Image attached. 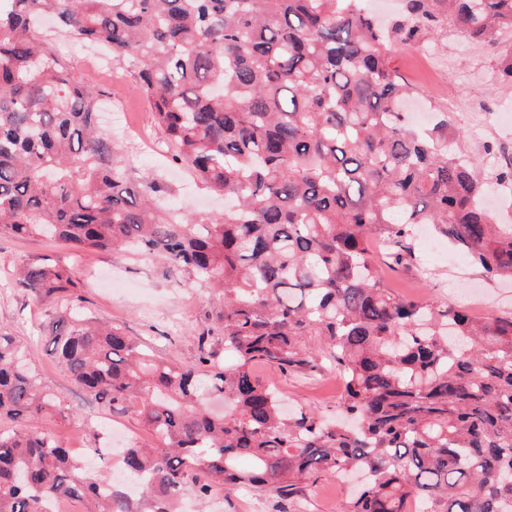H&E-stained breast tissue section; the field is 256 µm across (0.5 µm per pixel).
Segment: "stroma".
I'll return each instance as SVG.
<instances>
[{
    "label": "stroma",
    "mask_w": 512,
    "mask_h": 512,
    "mask_svg": "<svg viewBox=\"0 0 512 512\" xmlns=\"http://www.w3.org/2000/svg\"><path fill=\"white\" fill-rule=\"evenodd\" d=\"M447 55L451 63L444 70L431 72L430 54ZM107 69L90 73L89 80L104 93L107 101L119 102L121 114H101V125L111 136L114 150L129 177L138 182H156L166 200L197 216L222 209L224 200L197 180L184 164L174 160L166 138L155 124L146 101L138 93L132 71L125 60L108 57ZM395 64L417 94L429 91L431 84L443 86L440 102L460 131L459 144L473 156L484 171H492L498 158L486 153L485 145L512 149V84L497 76L498 56L477 49L463 33L448 35L430 43L427 51L400 47ZM483 104L480 125L458 120V107L470 98ZM143 124L147 141L127 140L126 129ZM417 260L410 267L379 265L380 275L397 292L460 305L473 316L512 317V282L488 280L470 258L447 240L429 249L423 237H415ZM49 258L74 267V283L58 298H40L18 287L15 275L27 263ZM224 304L221 295L195 284L191 274L174 270L158 257L131 253L91 250L75 254L60 242L41 237L25 239L0 236V331L27 346L42 387L65 397L72 409L54 427L56 435L72 448H88L91 468L110 474L108 459L97 451L111 447V440L97 437L95 425L103 417L128 434V444H149L152 434L130 414L107 415L94 400L78 391L66 372L50 354L51 338L61 317L73 313L83 318L120 326L135 341L148 345L157 357L184 364L195 362L201 348L223 353V343L201 333ZM258 376L296 406L312 407L330 416L336 411L340 394L331 380L321 373L282 372L261 365ZM348 486L334 476L322 477L309 487L293 512H341Z\"/></svg>",
    "instance_id": "stroma-1"
}]
</instances>
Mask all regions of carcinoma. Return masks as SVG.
Here are the masks:
<instances>
[{
    "label": "carcinoma",
    "instance_id": "carcinoma-1",
    "mask_svg": "<svg viewBox=\"0 0 512 512\" xmlns=\"http://www.w3.org/2000/svg\"><path fill=\"white\" fill-rule=\"evenodd\" d=\"M55 29L43 32L41 18ZM463 32L485 49L512 32V0H404L383 29L363 0H0V235L80 251H141L224 295L200 349L157 359L118 326L75 318L53 357L104 409L156 437L122 453L125 481L84 472L51 430L65 418L25 351L0 332V512H178L214 489L293 502L324 475L361 473L343 512H512V318L397 295L372 246L415 260L430 224L487 277L512 279V224L483 204L512 189V156L489 174L455 149L448 113L414 129L396 43ZM77 38L127 59L175 159L229 206L204 219L158 185L127 182L103 99L54 43ZM51 259L17 286L46 297L73 284ZM318 336L328 351L306 346ZM343 380L339 417L293 413L254 373L315 369Z\"/></svg>",
    "mask_w": 512,
    "mask_h": 512
}]
</instances>
